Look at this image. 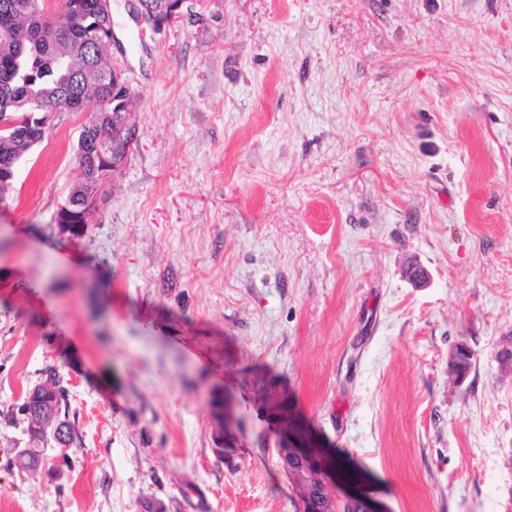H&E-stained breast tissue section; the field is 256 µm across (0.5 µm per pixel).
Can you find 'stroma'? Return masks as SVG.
Segmentation results:
<instances>
[{
	"instance_id": "1",
	"label": "stroma",
	"mask_w": 512,
	"mask_h": 512,
	"mask_svg": "<svg viewBox=\"0 0 512 512\" xmlns=\"http://www.w3.org/2000/svg\"><path fill=\"white\" fill-rule=\"evenodd\" d=\"M112 24L138 104L82 237L55 217L95 104L51 115L0 206V512H297L284 422L387 512H512V0ZM50 367L79 438L33 472Z\"/></svg>"
}]
</instances>
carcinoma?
Masks as SVG:
<instances>
[{
  "label": "carcinoma",
  "mask_w": 512,
  "mask_h": 512,
  "mask_svg": "<svg viewBox=\"0 0 512 512\" xmlns=\"http://www.w3.org/2000/svg\"><path fill=\"white\" fill-rule=\"evenodd\" d=\"M40 8V0H0V13H10L16 26L9 37L0 35V108L7 109L5 115L22 116L38 103L79 112V103H87L81 91L89 85L99 90L100 97H110L112 90L99 74L103 62L83 48L80 34L73 32L51 44L38 37L43 21ZM96 138L97 132L83 126L76 162L86 161L82 152ZM19 160L14 140L0 137V173L16 168ZM54 378V372H47L42 387L52 394L59 411L66 392Z\"/></svg>",
  "instance_id": "cac0c4a2"
}]
</instances>
